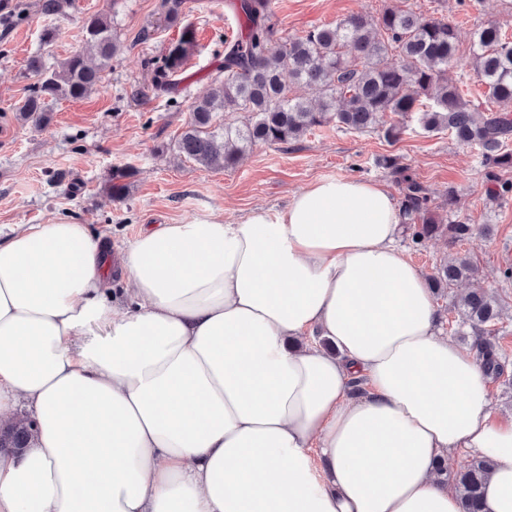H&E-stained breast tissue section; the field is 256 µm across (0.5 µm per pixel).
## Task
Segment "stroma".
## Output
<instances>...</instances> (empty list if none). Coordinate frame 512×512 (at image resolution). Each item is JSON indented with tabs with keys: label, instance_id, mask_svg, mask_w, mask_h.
I'll use <instances>...</instances> for the list:
<instances>
[{
	"label": "stroma",
	"instance_id": "obj_1",
	"mask_svg": "<svg viewBox=\"0 0 512 512\" xmlns=\"http://www.w3.org/2000/svg\"><path fill=\"white\" fill-rule=\"evenodd\" d=\"M38 3L6 0L0 10V240L23 225L70 220L89 225L117 258L145 225L215 212L228 221L255 211L272 215L323 178L357 177L399 195L397 181L379 164L382 157H397L427 188L440 218L490 230L455 250L476 261L482 286L509 310L495 327L504 372L491 381L490 393L494 416L512 417V278L504 276L512 268V192L490 198L475 148L444 131L425 132L414 121L394 143L377 132L330 124L288 145H256L235 169L208 170L157 148L176 141L190 104L207 92L224 61L223 40L238 36L231 0H188L196 47L188 80L169 96L149 92L151 76L143 66L177 36L159 21L160 0H75L74 8L55 17L41 15ZM393 5L456 23L463 57L482 26L498 25L512 40V0H271L282 40L356 14L376 17ZM93 13L113 15L120 35L103 84L85 99L59 101L45 129L17 122L13 109L31 83L24 64L39 51L42 29H58L50 59L60 61L81 49L82 18ZM144 30L150 33L145 40L139 37ZM128 166L136 171L131 186L123 198H112L107 179L112 169Z\"/></svg>",
	"mask_w": 512,
	"mask_h": 512
}]
</instances>
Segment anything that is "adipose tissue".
I'll use <instances>...</instances> for the list:
<instances>
[{
    "instance_id": "adipose-tissue-1",
    "label": "adipose tissue",
    "mask_w": 512,
    "mask_h": 512,
    "mask_svg": "<svg viewBox=\"0 0 512 512\" xmlns=\"http://www.w3.org/2000/svg\"><path fill=\"white\" fill-rule=\"evenodd\" d=\"M401 232L349 177L144 226L116 265L84 224L0 241V419H37L0 452V512H461L437 474L460 450L493 464L483 512H512V419Z\"/></svg>"
}]
</instances>
